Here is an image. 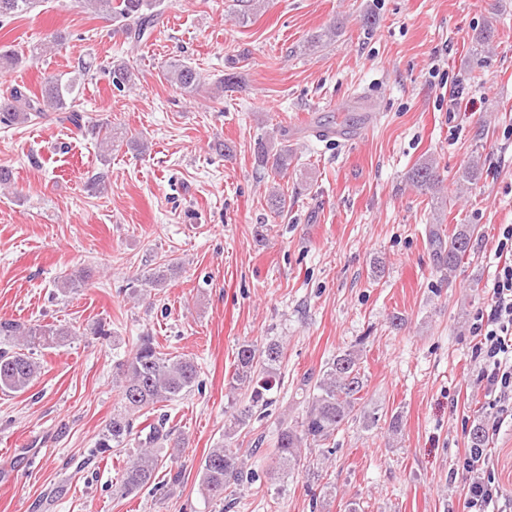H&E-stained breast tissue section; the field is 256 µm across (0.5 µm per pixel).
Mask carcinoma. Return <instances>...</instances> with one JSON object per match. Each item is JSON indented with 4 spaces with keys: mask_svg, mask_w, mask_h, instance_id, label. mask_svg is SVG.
Listing matches in <instances>:
<instances>
[{
    "mask_svg": "<svg viewBox=\"0 0 512 512\" xmlns=\"http://www.w3.org/2000/svg\"><path fill=\"white\" fill-rule=\"evenodd\" d=\"M164 0H78L84 8L101 10L114 21L122 22L127 38L140 42L148 37L159 15L158 7ZM261 0H234L235 14L246 22L260 7ZM40 0H0V19L27 14L36 9ZM340 26L331 23L322 31L310 36L307 47L317 48L324 41L338 36ZM111 84L122 91L134 84V73L125 62L112 63L108 68ZM166 82L184 93H196L202 86L203 76L192 63L176 59L162 69ZM75 84L61 78H44L41 93L30 94L27 89L14 86L9 95L0 98V124L13 126L28 123L47 112L59 113L58 120L71 124L78 132L96 140L99 157L107 161L117 139L116 129L107 122L85 124L84 117L75 104ZM255 159L263 169L276 176L288 172L296 159L294 149L283 145L277 149L259 143ZM411 184L420 191L437 193L442 179L439 164L426 158L415 164L409 174ZM270 210L280 214L288 208V195L279 188L270 187L267 195ZM477 230L475 224H461L443 238L441 229L430 230V243L439 258V268L454 272L470 248ZM179 270L177 263L164 260L151 268L140 279L137 292L161 288ZM86 275L68 273L59 277L58 287L74 293L85 284ZM76 335L67 325L26 324L16 320H0V336L14 339L15 350L0 351V391L23 393L41 373V363L35 352L62 344ZM283 346L273 338L262 345L243 344L236 355L233 373L228 380L226 397L232 412L224 425V438L230 439L240 429L249 426L256 408L273 403V390L279 386ZM120 395L124 411L112 416L97 441V450L104 454L129 445L134 435L132 416L150 412L157 405L174 400L189 391L198 377V365L193 358L173 355L161 349L154 337H139L129 356L117 364ZM365 388L361 374L359 350L350 348L336 354L318 374L303 377L301 390L307 402L301 421L296 426L279 429L274 456L278 479L285 481L301 466L300 448L306 445L322 446L347 421L362 420L366 428L377 426L379 416L361 409L360 393ZM171 433L163 425H151L145 440L138 441L140 451L129 457L119 476V491L131 495L148 485L162 462L158 449L170 441ZM200 486L209 497L221 501L233 486L254 480L256 473L245 469L239 454L222 444L210 449L199 466Z\"/></svg>",
    "mask_w": 512,
    "mask_h": 512,
    "instance_id": "cac0c4a2",
    "label": "carcinoma"
}]
</instances>
